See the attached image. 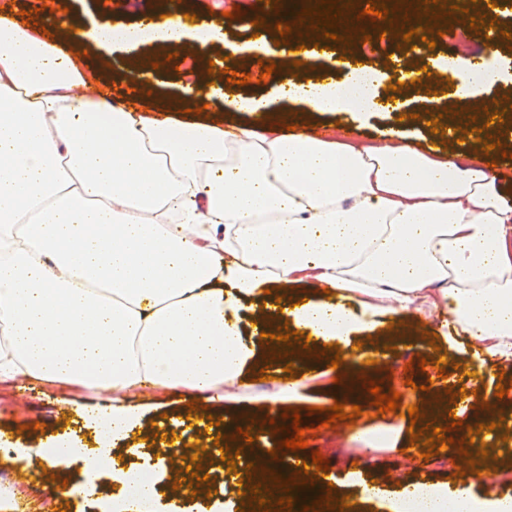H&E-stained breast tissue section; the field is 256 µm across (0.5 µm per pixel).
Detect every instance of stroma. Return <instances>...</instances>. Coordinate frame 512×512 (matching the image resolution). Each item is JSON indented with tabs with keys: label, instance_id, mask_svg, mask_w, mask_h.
I'll use <instances>...</instances> for the list:
<instances>
[{
	"label": "stroma",
	"instance_id": "35a3bbf8",
	"mask_svg": "<svg viewBox=\"0 0 512 512\" xmlns=\"http://www.w3.org/2000/svg\"><path fill=\"white\" fill-rule=\"evenodd\" d=\"M61 7L69 9L78 19L90 23L111 25H135L155 17L159 0H57ZM241 15L230 19L224 17V0H185L186 13L195 17L196 23L220 25L224 33L223 40L213 42L209 49V58L218 68H229L236 72H251L252 82L239 86L225 83L228 94H263L269 86L288 80H308L320 77L328 64L329 57H344L360 61L377 72H397L404 68L420 66V58L412 57L410 52L394 49L381 54H361L351 44L329 42L328 46L318 47L306 69H297L291 58L290 46L278 43L275 33H268L260 50L246 57H226L225 46L229 43L243 44L252 40V21L273 11L266 0H237ZM191 45L183 44L168 49L151 44L137 48V55L144 61L164 58V65L152 72L148 79H141L139 74L127 69V55L121 51H102L88 47L86 59L94 67L100 68L106 83L116 84L112 94L113 100L124 101L135 97L146 107L159 105L166 97L178 91L181 74L178 70L184 58L190 57ZM274 63L275 71L267 82L257 83L256 75L264 63ZM499 62L504 70V78L492 91L476 90L468 101L460 102L449 98L442 92L443 86L436 77H423L418 86L409 90L406 100L411 112L410 118L399 120L397 115L375 112L366 115L337 114L333 112H313L304 105L283 102L285 112L295 114L301 130L338 139L352 138L358 141H374L380 138L387 127L403 123L406 132V144L420 151H456L468 154L479 164L495 160L496 171L503 181L499 189L506 208H512V41L502 40L499 49ZM437 92L436 106L445 112L465 110L479 113L486 101H498L501 106L500 119L491 123V130L496 131L502 144L500 150L485 153L482 142L476 138L452 145L445 133L431 132L428 123L433 120V113L428 112L426 101L430 92ZM440 319H427L418 314H411L410 321L404 326H394L392 320H385L368 336L362 338L361 351L382 359L383 364L377 368L365 369L367 379L376 381L382 389L393 388L400 393V406L395 412L381 415L376 406H369L362 416L355 421L343 420L336 428H320L309 447L303 450V457H310L312 451L318 450L329 462L328 471L318 472L313 485L317 495L326 494L340 498L349 497L356 504L358 512H386L381 503L362 499L357 480H372L376 484L392 488L399 483L434 482L447 483L449 476L455 473L461 460L459 452H452L450 461L425 459V439L431 438V430L439 421L433 416L410 420L409 406H424L426 393L424 384H433L434 388L459 392L466 390L467 410L474 419H482L486 412H493L495 417L504 418L512 427V404L499 402L496 386L499 380H512V368L500 369L491 359L476 360L473 356L474 343L464 339H444L440 337ZM425 357L427 368L413 367L405 371L404 366L410 359ZM444 360L443 370H436L437 360ZM295 378L303 374H312L300 397L291 400L290 405L296 409L311 406L329 408L336 401L342 400L346 387L335 384L337 375H348L351 366L345 365L335 369L326 362H318L302 368H292ZM412 378L413 387H405V378ZM153 406L147 409L142 426L130 437L119 443L115 451L118 455L132 457L135 451H148L159 442L158 424L163 419H189L192 427L182 440L184 448H194L202 444H220L228 447L229 430H208L200 424L197 416H189V409H204L209 415L222 422H230L238 416L241 404L212 398L208 395L190 396L179 390H165L153 394ZM99 397L69 386H56L44 389L34 380H22L13 385L0 387V434L5 439L21 442L31 448H46L62 438H69L82 445L95 448L100 440L93 430L87 429L81 419L70 412V405L86 407L99 406ZM42 423L44 431H37L35 423ZM423 428L421 440L411 441L410 426ZM391 428L395 438V448L365 455L350 445L351 435L376 427ZM273 435L258 439L253 452L241 455V464L235 474L224 471L221 459L214 458L206 467L211 475L209 486L200 487L196 497L198 503L209 508L210 512H247L249 507L245 495L240 494L237 481L245 477L247 466L253 457L265 456L271 448ZM0 471L7 472L9 482L21 487L23 496L20 507L22 512H105L107 502L118 488L112 483H104L100 492L92 498L57 494L50 474L42 469L26 466L0 455Z\"/></svg>",
	"mask_w": 512,
	"mask_h": 512
}]
</instances>
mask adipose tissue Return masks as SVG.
I'll return each mask as SVG.
<instances>
[{"instance_id": "ef3b65f1", "label": "adipose tissue", "mask_w": 512, "mask_h": 512, "mask_svg": "<svg viewBox=\"0 0 512 512\" xmlns=\"http://www.w3.org/2000/svg\"><path fill=\"white\" fill-rule=\"evenodd\" d=\"M164 12L136 26L47 20L74 44L188 43L206 59L218 30L184 22L174 0ZM63 44L0 14V248L11 256L0 264V384L107 397L89 423L108 441L91 450L63 440L48 454L20 444L16 459L81 464L120 485L112 512H145L156 484L128 493L134 473L112 453L142 424L132 396L249 393L248 370L275 348L267 334L287 329L344 351L379 317L427 309L512 364V209L496 176L452 151L283 132V101L402 111L418 72L386 79L348 60L337 76L229 95L220 71L195 70L161 117L97 91L99 70ZM498 55L492 46L469 68L442 67L449 97L502 82ZM386 80L390 99L377 92ZM219 103L258 127L175 116ZM292 284L319 293L300 304L272 292ZM362 492L388 512H512V496L475 494L466 480Z\"/></svg>"}]
</instances>
